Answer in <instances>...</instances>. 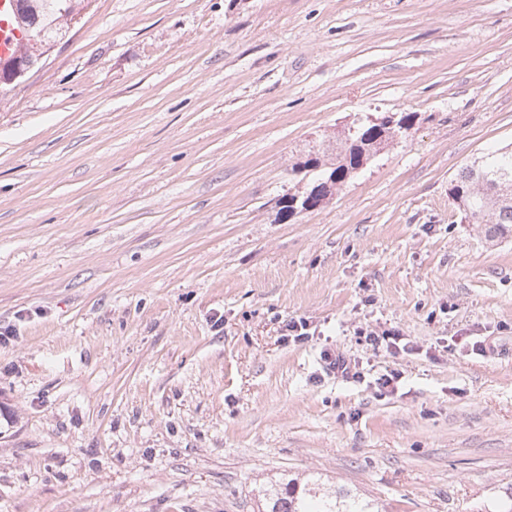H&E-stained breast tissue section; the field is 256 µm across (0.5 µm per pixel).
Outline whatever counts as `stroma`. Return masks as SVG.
<instances>
[{
	"label": "stroma",
	"mask_w": 512,
	"mask_h": 512,
	"mask_svg": "<svg viewBox=\"0 0 512 512\" xmlns=\"http://www.w3.org/2000/svg\"><path fill=\"white\" fill-rule=\"evenodd\" d=\"M401 112L281 218L311 146ZM508 143L512 0H90L0 92V512H258L316 472L388 512H504L512 236L448 186ZM391 327L413 353L357 334ZM322 359L326 363L327 370L332 372L333 374H340L342 377H348L351 375L352 377L360 378L359 371H353L358 366V363L351 359H347L343 354L336 352L335 350H324Z\"/></svg>",
	"instance_id": "35a3bbf8"
}]
</instances>
